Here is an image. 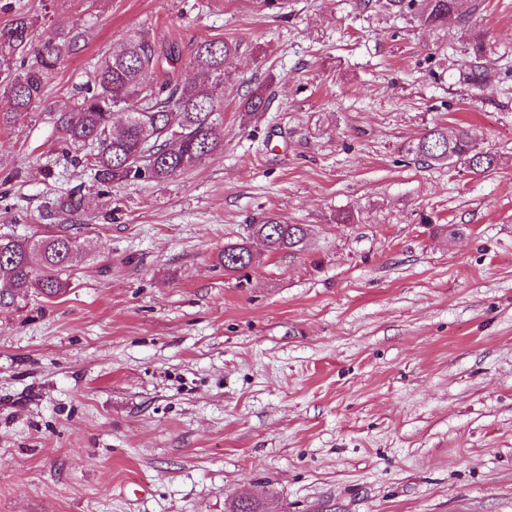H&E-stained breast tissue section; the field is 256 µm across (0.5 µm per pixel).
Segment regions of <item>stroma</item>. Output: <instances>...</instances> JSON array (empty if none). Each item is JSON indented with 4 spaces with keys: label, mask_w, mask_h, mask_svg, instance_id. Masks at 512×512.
Listing matches in <instances>:
<instances>
[{
    "label": "stroma",
    "mask_w": 512,
    "mask_h": 512,
    "mask_svg": "<svg viewBox=\"0 0 512 512\" xmlns=\"http://www.w3.org/2000/svg\"><path fill=\"white\" fill-rule=\"evenodd\" d=\"M463 8L434 30L377 0H0L34 43L84 34L0 130V238L85 203L65 292L0 309V512H512V0ZM134 29L238 45L224 147L100 195L56 118ZM459 124L495 170L409 152ZM268 216L304 243L269 254ZM253 255L248 241L235 243L224 248L221 261L225 271L237 272L252 265Z\"/></svg>",
    "instance_id": "1"
}]
</instances>
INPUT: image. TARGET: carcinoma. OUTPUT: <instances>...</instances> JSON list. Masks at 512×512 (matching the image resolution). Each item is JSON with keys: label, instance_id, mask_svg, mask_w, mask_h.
I'll return each mask as SVG.
<instances>
[{"label": "carcinoma", "instance_id": "1", "mask_svg": "<svg viewBox=\"0 0 512 512\" xmlns=\"http://www.w3.org/2000/svg\"><path fill=\"white\" fill-rule=\"evenodd\" d=\"M386 7L430 28L464 26L462 0H385ZM34 19L18 13L0 26V87L8 94L10 110L0 112V127L14 124L42 100L45 79L56 68L62 54L78 46L82 35L71 29L57 32L33 48ZM237 46L226 41L205 40L194 47L188 65L192 81L172 74L164 84L146 89V75L163 60L180 62L178 48L158 47L141 32L132 31L90 73L81 98L71 111L57 118L65 145L83 152L85 167L101 186L121 181L162 183L196 166L215 153L222 141L217 128L224 118L226 63ZM270 100L257 89L242 101V112L250 116L267 111ZM423 163H460L475 174L493 171L496 154L477 147L470 126L452 130L433 128L410 146ZM77 195L60 196L46 210V217L72 215L81 209ZM69 225L37 239L0 241V279L10 284L9 307L15 298L32 289L56 296L68 287L67 276L78 248ZM267 251L276 254L298 248L306 237L302 224H287L269 216L252 225ZM248 242L224 248L221 261L228 272L252 265Z\"/></svg>", "mask_w": 512, "mask_h": 512}]
</instances>
